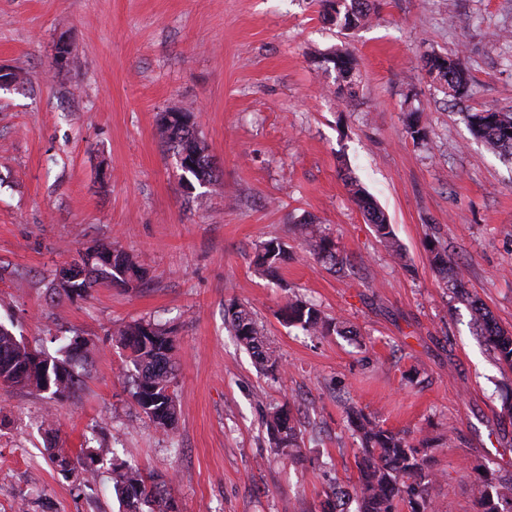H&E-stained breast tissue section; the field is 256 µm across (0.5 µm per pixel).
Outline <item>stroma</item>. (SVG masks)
<instances>
[{"instance_id":"obj_1","label":"stroma","mask_w":512,"mask_h":512,"mask_svg":"<svg viewBox=\"0 0 512 512\" xmlns=\"http://www.w3.org/2000/svg\"><path fill=\"white\" fill-rule=\"evenodd\" d=\"M342 30L322 0H0V324L57 357L87 339L84 385L56 400L0 385V512H119L108 465L63 477L48 448L111 447L166 480L180 512H322L356 483L346 411L411 441L436 437L435 512H477L475 485L512 472V370L477 334L479 299L512 332V157L469 130V113H512V0H370ZM65 45L64 62L56 48ZM346 49L355 83L323 55ZM457 56L470 77L448 96L423 65ZM219 174L184 186L158 119L172 106ZM427 131L413 139L408 113ZM385 213L405 254L380 243L356 203ZM314 218L343 259L320 263ZM288 253L278 280L258 246ZM446 248L449 274L431 263ZM113 244L144 272L133 287L51 294L79 251ZM300 297L350 328L289 323ZM248 307L280 358L261 372L224 320ZM176 338L178 421L154 427L122 377L120 325ZM290 408L301 463L275 454L266 418ZM287 259V251L277 239L263 242L257 254L256 264L267 276L276 277L280 264Z\"/></svg>"}]
</instances>
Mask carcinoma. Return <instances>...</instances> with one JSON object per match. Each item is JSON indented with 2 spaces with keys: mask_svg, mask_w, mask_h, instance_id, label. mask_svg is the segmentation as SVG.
I'll return each mask as SVG.
<instances>
[{
  "mask_svg": "<svg viewBox=\"0 0 512 512\" xmlns=\"http://www.w3.org/2000/svg\"><path fill=\"white\" fill-rule=\"evenodd\" d=\"M368 2L344 0L337 12L336 23L344 29L359 26L369 18ZM325 61L333 64L337 79L353 84L354 67L349 53L335 51L325 57ZM426 67L430 76L451 96L461 94L468 85L466 69L458 56L448 58L445 67L438 55L431 54L426 58ZM469 122L474 135L482 140L487 150H512L511 112H473ZM160 127L176 155L191 162L188 169L182 170V181L189 182L191 176L201 184L217 181L218 175L205 153V145L193 131L191 113L172 107L161 114ZM354 196L378 237L395 255H400L385 214L361 189H356ZM309 245L318 261L333 267L341 263L329 238L313 232ZM286 259L287 251L282 244L270 239L261 244L256 264L263 274L275 277ZM142 278L141 269L130 256L108 244L89 247L79 254L78 260L51 281L49 289L72 298L86 297L99 285L126 286ZM470 306L476 314L480 333L497 360L512 369V333L499 327L481 303L472 300ZM224 317L259 366L267 372L277 371L279 358L260 334L251 312L241 304L232 303L225 308ZM288 319L313 335L325 336L332 331L340 335L348 333L346 328L326 319L319 309L301 299L288 304ZM116 336L133 355L134 374L130 385L135 403L156 429L169 432L174 429L178 417L173 390L176 381L173 331L151 321H138L119 329ZM86 351L87 341L74 336L65 346V355L52 359L47 368L35 362V350L18 341L0 324V384L47 391L56 399L68 398L82 384V375L76 367ZM349 419L360 439L355 460L358 480L351 487H335L327 496L323 512H347L346 500L352 495L358 501V512H399L402 506L410 512H432L434 504L430 488L436 475L429 467V460L434 440L424 437L413 443L405 434L383 428L361 410L351 411ZM268 434L276 451L297 456L299 433L283 408L276 407L270 412ZM105 452L104 448H84L73 458L62 448H52L50 458L68 478L79 468L90 469ZM112 483L125 512H143L145 506L149 512H179L169 486L149 480L134 466L112 460ZM474 496L479 512H512V476L494 482L480 481L474 488Z\"/></svg>",
  "mask_w": 512,
  "mask_h": 512,
  "instance_id": "1",
  "label": "carcinoma"
}]
</instances>
